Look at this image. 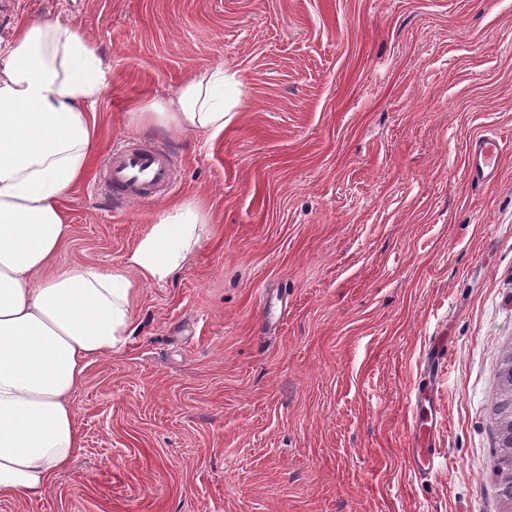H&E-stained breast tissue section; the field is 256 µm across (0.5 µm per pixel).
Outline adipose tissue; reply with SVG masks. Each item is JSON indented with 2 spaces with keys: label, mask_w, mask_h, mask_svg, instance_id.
I'll return each instance as SVG.
<instances>
[{
  "label": "adipose tissue",
  "mask_w": 512,
  "mask_h": 512,
  "mask_svg": "<svg viewBox=\"0 0 512 512\" xmlns=\"http://www.w3.org/2000/svg\"><path fill=\"white\" fill-rule=\"evenodd\" d=\"M108 70L57 21L22 22L0 50V496L38 498L70 467L82 445L71 397L89 365L125 343L134 282L172 279L210 222L200 200L181 201L119 266H56L70 235L60 201L87 167ZM230 81L220 66L197 71L174 95L139 104L137 126L222 134Z\"/></svg>",
  "instance_id": "1"
}]
</instances>
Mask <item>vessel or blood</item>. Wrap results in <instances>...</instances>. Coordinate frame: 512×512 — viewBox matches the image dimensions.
Masks as SVG:
<instances>
[{
  "mask_svg": "<svg viewBox=\"0 0 512 512\" xmlns=\"http://www.w3.org/2000/svg\"><path fill=\"white\" fill-rule=\"evenodd\" d=\"M505 151L502 138L492 134L473 137L467 146V168L473 180H492ZM174 162L169 153L149 143L130 144L113 150L106 181L113 192L130 202H145L173 189ZM431 427L415 424L408 448V462L426 471L434 464Z\"/></svg>",
  "mask_w": 512,
  "mask_h": 512,
  "instance_id": "1",
  "label": "vessel or blood"
}]
</instances>
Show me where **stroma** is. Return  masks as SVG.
<instances>
[{
    "label": "stroma",
    "instance_id": "35a3bbf8",
    "mask_svg": "<svg viewBox=\"0 0 512 512\" xmlns=\"http://www.w3.org/2000/svg\"><path fill=\"white\" fill-rule=\"evenodd\" d=\"M110 74L60 207L57 262L119 265L161 208L203 198L202 242L134 286L132 333L72 396L83 446L0 512H496L494 373L512 342V0H15ZM223 65L222 134L137 129L131 107ZM153 142L171 194L116 199L114 145ZM448 338L431 474L407 461L420 359ZM503 139L492 134L473 137L467 146V168L473 180L490 181L496 164L505 151Z\"/></svg>",
    "mask_w": 512,
    "mask_h": 512
}]
</instances>
